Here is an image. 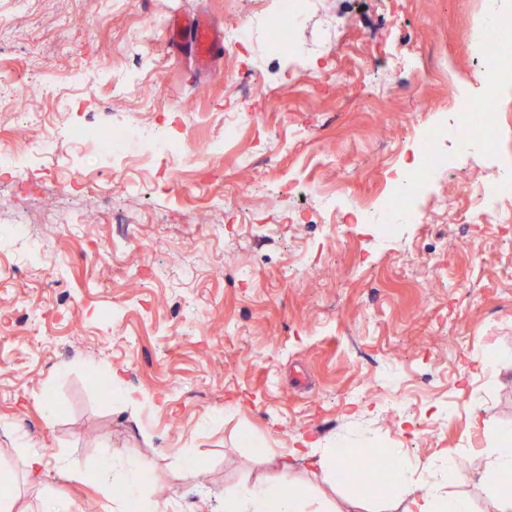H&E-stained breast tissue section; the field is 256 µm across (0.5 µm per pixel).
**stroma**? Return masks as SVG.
Listing matches in <instances>:
<instances>
[{
  "label": "stroma",
  "mask_w": 512,
  "mask_h": 512,
  "mask_svg": "<svg viewBox=\"0 0 512 512\" xmlns=\"http://www.w3.org/2000/svg\"><path fill=\"white\" fill-rule=\"evenodd\" d=\"M301 4L293 37L316 51L306 67L272 50L260 0H0V139L26 137L18 171L0 170V243L11 248L0 260V471L15 475L28 512L50 498L107 512L100 462L138 457L153 463L144 491L163 512H220L226 488L275 477L259 449L286 451L301 433L327 448L394 449L420 485L438 450L474 459L448 491L489 512L479 451L485 429L512 425V371L471 370L473 357L512 354V223L460 224L439 201L466 205L499 168L447 140L414 202L423 223L384 238L307 221L322 189L343 185L342 211L389 193V170L416 160L421 127L455 122L457 88L482 66L485 0ZM175 15L221 31L247 15L252 28L200 71L169 41ZM408 46L448 62L425 85L423 114L399 84ZM358 57L369 65L356 84L321 80ZM256 82L255 120L222 142ZM59 124L94 136L41 154ZM116 125L127 129L121 158L100 140ZM159 134L201 151L158 159ZM145 163L146 185L121 188ZM64 177L93 194L61 195ZM110 208L129 219L123 239ZM107 366L138 392L135 406H118ZM364 377L372 394L359 392ZM31 448L51 462L39 488L17 477ZM183 448L204 482L181 478Z\"/></svg>",
  "instance_id": "stroma-1"
}]
</instances>
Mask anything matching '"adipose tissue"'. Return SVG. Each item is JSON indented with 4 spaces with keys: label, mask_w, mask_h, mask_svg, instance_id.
Listing matches in <instances>:
<instances>
[{
    "label": "adipose tissue",
    "mask_w": 512,
    "mask_h": 512,
    "mask_svg": "<svg viewBox=\"0 0 512 512\" xmlns=\"http://www.w3.org/2000/svg\"><path fill=\"white\" fill-rule=\"evenodd\" d=\"M494 448L487 451V462L481 472V481L494 489L493 512H512V496L499 491L503 477H512V429L499 427L493 430ZM354 451L344 443L325 448L321 443L305 436L293 441L287 454L275 457L269 449H261L262 462L274 463L276 479L258 478L244 482L224 492V512H370L371 496L361 490H353L345 496L343 504H336L328 497H318L300 487L292 471L291 460H307L309 466L320 473L333 486L343 484L345 465ZM429 467L434 471V482L418 486L408 480L403 471H396L383 486L385 497L398 499L404 505L403 512H475L474 504L464 495H449L448 484L458 474L456 457L442 450L433 455ZM150 467L149 461L139 460L123 472L114 471L111 460H103L100 475L103 480L121 485L122 500L113 512H160L159 504L144 495L143 478Z\"/></svg>",
    "instance_id": "obj_1"
}]
</instances>
